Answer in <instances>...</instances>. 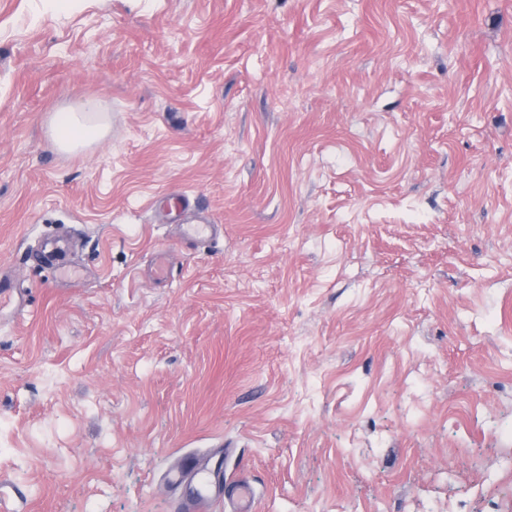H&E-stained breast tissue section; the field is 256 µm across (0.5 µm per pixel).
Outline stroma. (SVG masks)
Returning a JSON list of instances; mask_svg holds the SVG:
<instances>
[{
  "label": "stroma",
  "instance_id": "35a3bbf8",
  "mask_svg": "<svg viewBox=\"0 0 512 512\" xmlns=\"http://www.w3.org/2000/svg\"><path fill=\"white\" fill-rule=\"evenodd\" d=\"M0 274V512H512V0H0ZM98 106L92 101L81 104L78 110L57 112L54 130L58 146L66 151L74 150L105 134L97 123L84 120L86 114H95ZM234 505L235 512H254L255 497L254 492L245 479H239L231 484V491L226 497Z\"/></svg>",
  "mask_w": 512,
  "mask_h": 512
}]
</instances>
